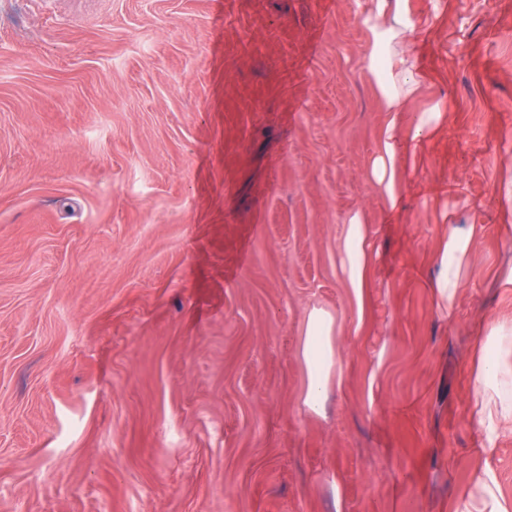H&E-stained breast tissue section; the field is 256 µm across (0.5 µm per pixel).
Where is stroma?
Returning <instances> with one entry per match:
<instances>
[{
	"instance_id": "obj_1",
	"label": "stroma",
	"mask_w": 512,
	"mask_h": 512,
	"mask_svg": "<svg viewBox=\"0 0 512 512\" xmlns=\"http://www.w3.org/2000/svg\"><path fill=\"white\" fill-rule=\"evenodd\" d=\"M410 8L448 111L392 216L355 0H0V512H452L470 354L512 320V0ZM447 215L477 239L449 318ZM314 306L347 329L319 414ZM345 234L339 255L340 269L347 288H350L361 305L369 281L368 227L361 210L347 214Z\"/></svg>"
}]
</instances>
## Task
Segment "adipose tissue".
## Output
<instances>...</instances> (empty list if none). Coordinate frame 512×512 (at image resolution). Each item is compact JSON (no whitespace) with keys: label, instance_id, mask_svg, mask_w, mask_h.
Returning a JSON list of instances; mask_svg holds the SVG:
<instances>
[{"label":"adipose tissue","instance_id":"ef3b65f1","mask_svg":"<svg viewBox=\"0 0 512 512\" xmlns=\"http://www.w3.org/2000/svg\"><path fill=\"white\" fill-rule=\"evenodd\" d=\"M358 18L368 34L364 68L374 81L382 102V122L370 178L390 207H397L408 187L401 170L416 162L425 142L442 125V102L415 113L411 123L403 114L421 93L426 75L411 48L419 24L409 0H360ZM339 255L347 288L363 298L369 281L368 227L362 211L347 214ZM477 261L475 230L470 224L445 228L435 256L430 282L439 309L453 314L469 285ZM342 324L330 312L315 307L308 314L301 348L308 370L304 407L318 414L324 408L330 379L341 359L337 344ZM469 419L479 436L485 464L477 468L455 512H512V499L501 491L492 459L499 443L512 438V320L493 322L483 330L477 357L476 394Z\"/></svg>","mask_w":512,"mask_h":512}]
</instances>
